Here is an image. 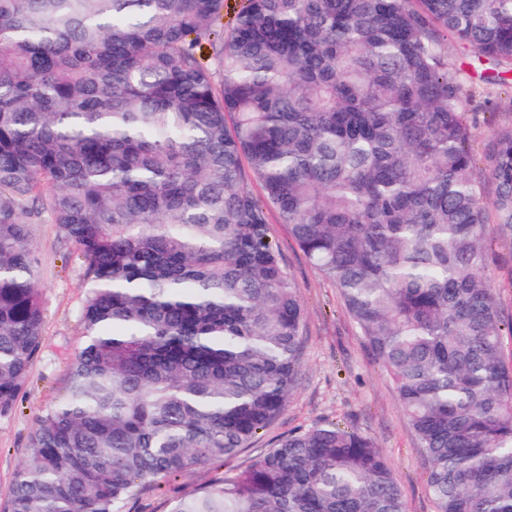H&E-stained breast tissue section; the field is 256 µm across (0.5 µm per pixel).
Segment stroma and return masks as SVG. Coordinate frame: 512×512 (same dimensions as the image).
Returning a JSON list of instances; mask_svg holds the SVG:
<instances>
[{"mask_svg":"<svg viewBox=\"0 0 512 512\" xmlns=\"http://www.w3.org/2000/svg\"><path fill=\"white\" fill-rule=\"evenodd\" d=\"M465 112L473 133L471 150L478 165H485L494 133L512 123V78L489 91L474 83ZM269 227L305 308L299 375L285 413L232 459V466L248 467L294 429L347 423L374 439L387 456L407 512H436L418 440L391 381L368 354L333 284L310 263L277 212H270ZM487 234L493 242L487 258L490 285L500 306L512 313V242L502 239L493 224ZM32 237L41 260L44 339L15 410L0 420V512L9 508L10 484L25 459L36 418L63 399L71 363L83 342L79 314L85 290L78 264L68 257L70 246L53 224L33 225ZM218 474L214 467L199 466L180 478L139 484L125 512H167L169 500Z\"/></svg>","mask_w":512,"mask_h":512,"instance_id":"stroma-1","label":"stroma"}]
</instances>
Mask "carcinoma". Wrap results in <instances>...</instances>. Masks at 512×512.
I'll use <instances>...</instances> for the list:
<instances>
[{
    "instance_id": "obj_1",
    "label": "carcinoma",
    "mask_w": 512,
    "mask_h": 512,
    "mask_svg": "<svg viewBox=\"0 0 512 512\" xmlns=\"http://www.w3.org/2000/svg\"><path fill=\"white\" fill-rule=\"evenodd\" d=\"M225 6L0 0V419L44 338L33 219L86 284L10 512H123L281 417L305 315L272 209L393 383L437 512H512V315L484 273L489 219L512 242V125L479 169L447 48L501 84L512 0H248L227 30ZM169 512L406 505L376 442L325 423Z\"/></svg>"
}]
</instances>
